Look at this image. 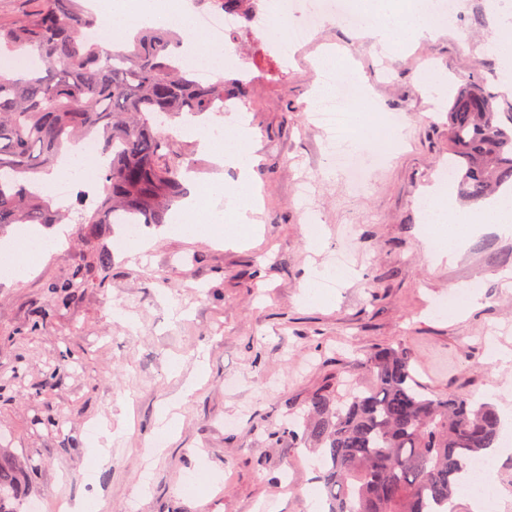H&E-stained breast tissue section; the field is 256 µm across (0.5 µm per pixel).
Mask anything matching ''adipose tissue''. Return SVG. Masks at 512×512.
Wrapping results in <instances>:
<instances>
[{
	"instance_id": "ef3b65f1",
	"label": "adipose tissue",
	"mask_w": 512,
	"mask_h": 512,
	"mask_svg": "<svg viewBox=\"0 0 512 512\" xmlns=\"http://www.w3.org/2000/svg\"><path fill=\"white\" fill-rule=\"evenodd\" d=\"M442 21H426L413 13L391 15L386 22L366 25V36L381 43L409 42L438 33ZM193 136L200 148L221 166L236 169L238 179L232 187L211 182L194 184L189 188L181 213L176 221L177 231L193 238L223 235L225 243H234L240 231L253 224L255 208L251 200L255 194L254 170L260 158L253 147L254 134L244 116H234L223 138H216L211 131L198 128ZM212 194L224 195V208L200 206L201 197ZM419 206L426 224V246L432 261L442 262L456 258L466 243L467 232L476 231L478 222L473 212L458 210L442 182H435L420 199ZM456 213V222H449V213Z\"/></svg>"
}]
</instances>
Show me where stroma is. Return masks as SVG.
I'll return each instance as SVG.
<instances>
[{
  "label": "stroma",
  "instance_id": "1",
  "mask_svg": "<svg viewBox=\"0 0 512 512\" xmlns=\"http://www.w3.org/2000/svg\"><path fill=\"white\" fill-rule=\"evenodd\" d=\"M466 2L444 34L402 52H381L357 27L330 20L285 74L264 38L237 34L251 78L227 103L257 134L256 237L225 245L152 224L132 256L115 251L116 224L93 245L54 248L24 280L0 279V457L26 500L41 512L83 493L98 494L106 512H308L315 455L289 452L293 412L336 379L363 381L362 361L385 347H407L434 394L512 406V362L488 359L493 344L512 352V234L483 225L456 259L435 265L417 206L448 169L446 106L466 81L485 84L498 109L512 104L490 51L506 8ZM326 47L344 52L347 77L363 87L351 112L402 117V149L359 189L329 162L304 110L317 83L311 59ZM169 132L188 181H233L183 126ZM302 178L324 228L318 254L296 195ZM346 248L353 269L342 281L336 255ZM105 252L112 262L103 267ZM79 269L93 286L74 306L55 307L48 285ZM314 271L329 302L302 297ZM470 286L480 299L463 320L435 315L449 288ZM199 368L197 389L185 394ZM168 407L180 429L156 448ZM103 424L115 432L105 466L89 451Z\"/></svg>",
  "mask_w": 512,
  "mask_h": 512
}]
</instances>
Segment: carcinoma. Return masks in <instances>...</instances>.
<instances>
[{"label": "carcinoma", "mask_w": 512, "mask_h": 512, "mask_svg": "<svg viewBox=\"0 0 512 512\" xmlns=\"http://www.w3.org/2000/svg\"><path fill=\"white\" fill-rule=\"evenodd\" d=\"M19 18L0 17V54L37 65L0 66V237L15 224H62L72 206L43 195L69 145L92 138L108 158L98 174L103 193L81 210V241L105 224H162L187 197L181 161L166 122L224 110V81L201 85L173 59L177 35L141 28L123 47L89 39L99 16L80 0H30ZM248 15L257 0H213ZM448 174L471 201L512 185V111L498 112L484 85L469 83L448 112ZM86 282L51 286L56 303L74 304ZM408 348L384 349L364 361L369 384L349 396L328 385L306 403L291 448L323 460L315 482L326 512H448L466 464L495 447L497 408L469 395L427 394ZM22 486L0 464V512H17Z\"/></svg>", "instance_id": "obj_1"}]
</instances>
